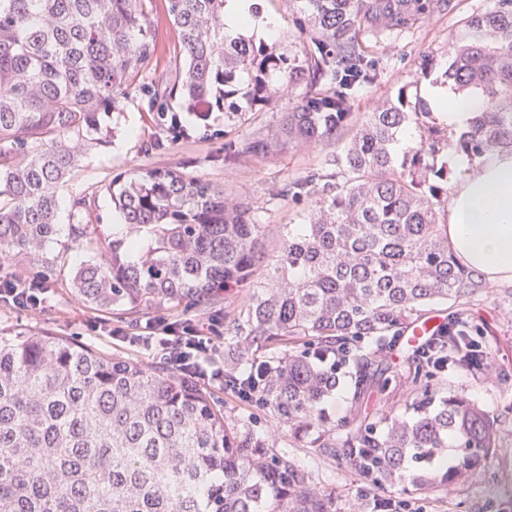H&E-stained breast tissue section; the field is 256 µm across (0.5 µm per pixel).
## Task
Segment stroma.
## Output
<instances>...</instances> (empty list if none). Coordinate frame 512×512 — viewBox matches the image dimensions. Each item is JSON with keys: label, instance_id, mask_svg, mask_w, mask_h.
<instances>
[{"label": "stroma", "instance_id": "stroma-1", "mask_svg": "<svg viewBox=\"0 0 512 512\" xmlns=\"http://www.w3.org/2000/svg\"><path fill=\"white\" fill-rule=\"evenodd\" d=\"M490 0H452L450 10L427 24L399 36L372 40L368 53L378 64L380 80L355 95L354 109L366 113L382 101L396 97L400 87L408 81L425 54L444 50L449 34L458 32L464 18L483 12ZM185 136L167 151L158 155L157 163L183 168L202 178L223 184L225 189L243 195L260 205L257 218L263 224H296L301 220L303 205L288 199L269 200L273 185H282L320 167L334 153L329 144L288 143L268 159L251 158L234 170L212 164V156L224 149V143L254 132L275 134L280 128L283 108H253L242 118H229L213 111L205 115L193 112L179 114ZM114 136L108 147L92 151L83 160L79 170L66 182L64 196L93 193L98 197L96 234L109 235L117 215L105 191L116 174L144 164L142 149L146 142L158 136L159 131L147 113L141 109L138 97L128 98L123 112L114 117ZM67 277L59 275L49 288L47 302L41 313L35 314L16 308L0 307V329L14 333L34 334L41 331L72 338L101 352H120L148 362L153 351L130 345L114 338L113 329L122 326L119 314L103 313L72 300L66 292ZM475 319L484 323L488 334L484 342L498 367L500 378L495 382L476 379L464 371L447 372L443 381L449 392L463 393L479 402L491 415L497 416L505 433H512V285H496L492 294L476 298L471 306ZM283 441L291 446L294 458L312 471L316 478L336 484V512H351L353 500L372 504L376 491L358 481L340 463L320 456L315 449L299 445L297 438L283 434ZM512 485V453L496 457L481 466L475 485L441 494H419L409 497L411 512H512V497L500 493L503 485Z\"/></svg>", "mask_w": 512, "mask_h": 512}]
</instances>
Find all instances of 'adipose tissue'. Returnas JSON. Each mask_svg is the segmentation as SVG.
<instances>
[{
	"mask_svg": "<svg viewBox=\"0 0 512 512\" xmlns=\"http://www.w3.org/2000/svg\"><path fill=\"white\" fill-rule=\"evenodd\" d=\"M258 0H227L225 21L229 27L272 35L277 19L254 14ZM428 94L441 123L457 132L469 130L485 107L476 91L457 92L434 85ZM450 161L457 171L448 194V239L456 256L493 283L512 284V153H499L470 162L454 153Z\"/></svg>",
	"mask_w": 512,
	"mask_h": 512,
	"instance_id": "ef3b65f1",
	"label": "adipose tissue"
}]
</instances>
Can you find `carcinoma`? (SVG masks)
<instances>
[{
    "mask_svg": "<svg viewBox=\"0 0 512 512\" xmlns=\"http://www.w3.org/2000/svg\"><path fill=\"white\" fill-rule=\"evenodd\" d=\"M226 2L0 0V263L15 287H38L58 272L47 245L65 233L90 252L69 272L72 299L133 325L158 310L180 325V309L197 310L224 331V391L271 428L226 414L169 349L146 364L0 331V512H334L332 488L280 447L285 425L354 476L404 494L469 487L474 462L512 447L497 419L445 390L433 363L415 355L398 372L385 353L388 337L442 304L448 363L499 379L470 313L492 285L448 241L447 151L512 152V0H492L448 37L446 80L485 99L460 134L404 91L354 112L355 91L380 77L366 36L420 26L443 0H289L286 53L279 37L227 28ZM161 13L177 42L153 77ZM134 93L169 134L145 145L151 156L181 136L175 99L235 115L241 99L288 101L281 135L224 142L212 162L226 168L290 142H345L328 166L271 189L309 201L272 249L251 199L155 163L112 178L123 228L93 238L96 194L66 201L59 190L88 150L111 142L105 119ZM406 129L414 141L401 150ZM65 204L67 226L57 222ZM321 356L355 370L351 408L334 424L324 402L341 380ZM393 385L405 411L368 415L365 398Z\"/></svg>",
    "mask_w": 512,
    "mask_h": 512,
    "instance_id": "carcinoma-1",
    "label": "carcinoma"
}]
</instances>
